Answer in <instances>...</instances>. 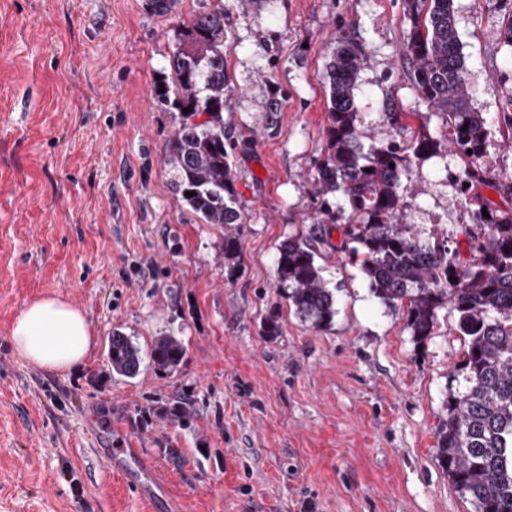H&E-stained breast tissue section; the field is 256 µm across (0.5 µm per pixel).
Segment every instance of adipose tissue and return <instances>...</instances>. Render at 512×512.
Returning <instances> with one entry per match:
<instances>
[{"label": "adipose tissue", "instance_id": "adipose-tissue-1", "mask_svg": "<svg viewBox=\"0 0 512 512\" xmlns=\"http://www.w3.org/2000/svg\"><path fill=\"white\" fill-rule=\"evenodd\" d=\"M11 339L20 357L56 373L69 372L93 351L85 313L55 297L31 303L15 321Z\"/></svg>", "mask_w": 512, "mask_h": 512}]
</instances>
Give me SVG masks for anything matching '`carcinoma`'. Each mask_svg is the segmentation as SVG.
<instances>
[{"mask_svg": "<svg viewBox=\"0 0 512 512\" xmlns=\"http://www.w3.org/2000/svg\"><path fill=\"white\" fill-rule=\"evenodd\" d=\"M405 7L411 19L404 44L408 79L437 111L442 129L436 135L424 126L413 130L407 119L421 114L390 105L380 113L381 138L363 147L359 127L367 115L358 111L355 91L368 55L355 32L339 30L327 64L324 153L310 173L315 217L305 232L280 245L278 288L295 315L316 329L329 325L336 299L318 258L333 248L332 231L340 226L341 250L360 267L376 299L404 311L416 344L433 335L441 310L452 312L464 343L452 371L460 387L448 388L436 456L473 512H512V207L500 209L477 193L483 185L512 199V177L482 165L491 128L504 145L512 143V112L488 118L472 106L454 0H405ZM224 53V5L198 0L168 56L173 105L182 120L164 156L180 205L219 228L243 223L237 144L224 131ZM202 114L207 119L196 121ZM449 154L456 163L451 186L475 206L467 228L471 259L464 263L451 252L443 225L423 231L403 223L402 179L416 161ZM148 355L156 369L172 373L185 348L175 336H160ZM107 358L112 373L123 377L136 376L143 363L140 349L120 332L109 337Z\"/></svg>", "mask_w": 512, "mask_h": 512, "instance_id": "1", "label": "carcinoma"}]
</instances>
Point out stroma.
Returning a JSON list of instances; mask_svg holds the SVG:
<instances>
[{"label":"stroma","instance_id":"35a3bbf8","mask_svg":"<svg viewBox=\"0 0 512 512\" xmlns=\"http://www.w3.org/2000/svg\"><path fill=\"white\" fill-rule=\"evenodd\" d=\"M146 0H0V512H472L436 457L462 342L449 310L417 345L338 246L322 253L336 315L302 321L275 282L279 245L315 214L308 173L325 145L326 65L356 29L359 111L427 106L406 76L403 0H244L225 20L237 142L240 256L175 199L163 146L180 121L156 90L180 23ZM511 12L455 0L476 111L512 100ZM444 160L414 165L407 223L445 225L468 260L471 212ZM86 311L96 347L65 374L23 360L10 334L35 299ZM278 311L281 330L262 324ZM149 351L178 337L175 373L111 374L113 331ZM190 399L180 422L166 410ZM112 449L104 457L103 449ZM143 449L167 490L142 500L120 469Z\"/></svg>","mask_w":512,"mask_h":512}]
</instances>
